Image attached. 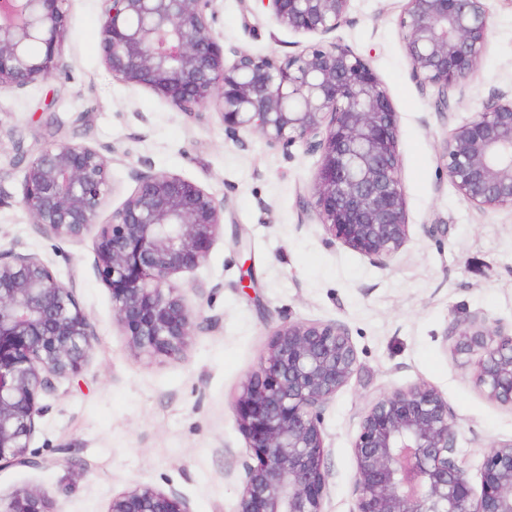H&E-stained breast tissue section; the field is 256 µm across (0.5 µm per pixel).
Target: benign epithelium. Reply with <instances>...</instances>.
<instances>
[{
	"instance_id": "7a95c632",
	"label": "benign epithelium",
	"mask_w": 512,
	"mask_h": 512,
	"mask_svg": "<svg viewBox=\"0 0 512 512\" xmlns=\"http://www.w3.org/2000/svg\"><path fill=\"white\" fill-rule=\"evenodd\" d=\"M67 0H0V91L21 90L65 66ZM102 60L113 77L148 89L182 112L211 106L224 126L287 150L319 154L312 216L342 246L386 266L410 239L400 178L398 117L370 64L325 42L351 0H261L280 26L317 37L283 60L234 52L213 32L215 0H103ZM414 76L462 85L490 31L485 0H404L398 16ZM458 195L479 210L512 211V98L483 103L447 138L443 154ZM27 160L22 204L42 232L81 239L98 227L94 266L116 323L140 355L180 354L200 328L173 276L200 266L224 224V202L172 172L134 170V191L99 221L111 191L110 161L62 143ZM457 351L479 353L474 381L512 408V333L474 315L450 328ZM93 327L73 286L36 254L0 249V466L27 456L38 399L78 376ZM357 353L334 323L279 328L259 369L242 383L237 423L258 458L235 512H324L328 473L322 412L355 372ZM353 512H512V440L484 454L478 482L456 459L448 400L415 383L360 414ZM0 512H54L38 489L15 493ZM108 512H191L179 493L135 484Z\"/></svg>"
}]
</instances>
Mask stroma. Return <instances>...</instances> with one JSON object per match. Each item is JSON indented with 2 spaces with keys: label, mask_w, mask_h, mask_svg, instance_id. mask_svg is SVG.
<instances>
[{
  "label": "stroma",
  "mask_w": 512,
  "mask_h": 512,
  "mask_svg": "<svg viewBox=\"0 0 512 512\" xmlns=\"http://www.w3.org/2000/svg\"><path fill=\"white\" fill-rule=\"evenodd\" d=\"M403 0H351L329 39L367 59L398 115L409 242L387 266L327 235L304 212L319 160L257 134L226 130L219 114L179 111L150 90L116 80L100 49L101 0H70L65 68L54 78L0 91V246L37 254L66 283L95 337L78 377L42 397L29 451L36 464L0 468V498L41 489L55 512H107L140 483L174 490L192 512H234L257 459L236 422V399L273 332L288 322L343 325L357 351L348 384L323 410L325 512H353L359 415L381 394L417 382L448 400L456 458L477 475L490 446L512 440V409L488 401L471 356L445 333L473 315L512 325V212L464 202L442 161L446 141L482 102L512 91V0H486L488 45L475 73L448 93L413 76L398 15ZM215 35L235 51L282 59L309 36L278 25L256 0H216ZM87 144L111 161L109 216L136 187L132 170H165L224 203L206 261L175 280L201 327L183 353L148 359L128 347L111 293L94 268V237L40 232L21 201L29 153Z\"/></svg>",
  "instance_id": "1"
}]
</instances>
